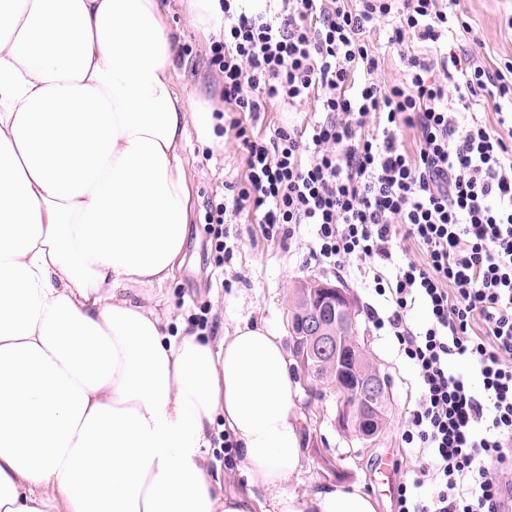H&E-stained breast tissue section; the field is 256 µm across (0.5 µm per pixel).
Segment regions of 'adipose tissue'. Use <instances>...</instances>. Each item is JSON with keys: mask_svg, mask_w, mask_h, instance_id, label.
<instances>
[{"mask_svg": "<svg viewBox=\"0 0 512 512\" xmlns=\"http://www.w3.org/2000/svg\"><path fill=\"white\" fill-rule=\"evenodd\" d=\"M169 11L0 0V512H378L358 485L290 491L277 333L213 338L133 291L184 262L190 132L222 142L174 82ZM225 433L241 491L207 464Z\"/></svg>", "mask_w": 512, "mask_h": 512, "instance_id": "ef3b65f1", "label": "adipose tissue"}]
</instances>
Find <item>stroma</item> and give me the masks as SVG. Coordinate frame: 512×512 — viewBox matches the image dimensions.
Wrapping results in <instances>:
<instances>
[{"label": "stroma", "mask_w": 512, "mask_h": 512, "mask_svg": "<svg viewBox=\"0 0 512 512\" xmlns=\"http://www.w3.org/2000/svg\"><path fill=\"white\" fill-rule=\"evenodd\" d=\"M170 7L169 23L180 32L183 48L176 62L177 86L194 92L201 107H221L224 84L207 63L209 41L194 26L186 0H170ZM455 10L470 29L460 45L475 60L486 65L512 60V0H458ZM186 174L193 199L186 246L189 260L166 289L171 319L192 324L198 316H206L214 336L240 321L257 323L283 336L288 348L292 345L288 312L300 287L321 280L345 288L366 353L389 381L391 406L382 433L375 440L363 441L337 427L333 387L299 386L304 460L289 487L302 495L336 485H358L378 501L380 512H398V488L411 482L419 467L417 449L402 440L419 389L415 371L396 342L381 335L366 318L368 307L385 310L383 297L365 287L357 265H350L340 277L329 265L312 259L314 228L309 224L301 225L293 238L267 239L258 225L238 218L230 226L227 241L233 254L223 266H215L205 205L214 192L239 185L244 177L234 136L226 135L223 146L214 150L202 149L198 140H191Z\"/></svg>", "instance_id": "obj_1"}]
</instances>
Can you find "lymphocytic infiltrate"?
Wrapping results in <instances>:
<instances>
[{"instance_id": "1", "label": "lymphocytic infiltrate", "mask_w": 512, "mask_h": 512, "mask_svg": "<svg viewBox=\"0 0 512 512\" xmlns=\"http://www.w3.org/2000/svg\"><path fill=\"white\" fill-rule=\"evenodd\" d=\"M224 38L210 64L224 77L226 119L240 141L245 181L231 201H208L205 222L222 265L227 213H247L265 235L316 228L312 255L337 271L358 262L390 305L368 308L416 368L420 395L402 435L418 446L430 500L399 494V512H502L491 465L512 470V142L477 117L480 99H512V62L413 55L402 80L382 76L384 56L363 38L392 20L388 41L456 35L438 0H278L245 10L222 0ZM462 78L449 82V70ZM309 101L303 127L254 124L267 101ZM416 129L413 148L397 137ZM416 246L420 257L395 259ZM422 307L419 329L407 323ZM462 360L473 387L453 368Z\"/></svg>"}]
</instances>
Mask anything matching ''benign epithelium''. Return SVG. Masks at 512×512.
Instances as JSON below:
<instances>
[{"instance_id": "benign-epithelium-1", "label": "benign epithelium", "mask_w": 512, "mask_h": 512, "mask_svg": "<svg viewBox=\"0 0 512 512\" xmlns=\"http://www.w3.org/2000/svg\"><path fill=\"white\" fill-rule=\"evenodd\" d=\"M293 354L304 377L316 378L329 365L335 374L338 427L365 441L381 433L390 399L387 380L363 355L358 326L347 293L314 280L300 290L291 308Z\"/></svg>"}]
</instances>
